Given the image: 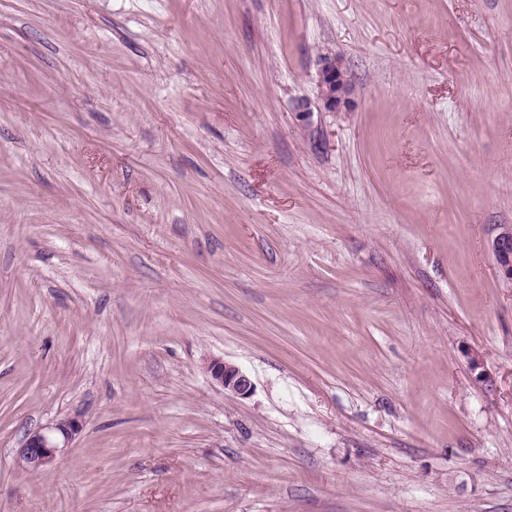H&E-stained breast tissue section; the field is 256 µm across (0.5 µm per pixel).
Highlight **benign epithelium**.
I'll use <instances>...</instances> for the list:
<instances>
[{"label": "benign epithelium", "mask_w": 512, "mask_h": 512, "mask_svg": "<svg viewBox=\"0 0 512 512\" xmlns=\"http://www.w3.org/2000/svg\"><path fill=\"white\" fill-rule=\"evenodd\" d=\"M316 103L300 98L294 103V111L304 120L318 112H348L352 107L353 83L348 76L343 59L323 54L316 60ZM491 250L501 273L512 278V226L502 229L492 240ZM211 379L224 392L245 398L253 391L250 378L239 367L222 359H213L205 366ZM80 432L76 416L61 418L54 423L30 432L17 449L16 459L26 470L36 473L53 465L59 453L69 447Z\"/></svg>", "instance_id": "obj_1"}]
</instances>
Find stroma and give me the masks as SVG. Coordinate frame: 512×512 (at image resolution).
I'll return each instance as SVG.
<instances>
[{
  "instance_id": "obj_1",
  "label": "stroma",
  "mask_w": 512,
  "mask_h": 512,
  "mask_svg": "<svg viewBox=\"0 0 512 512\" xmlns=\"http://www.w3.org/2000/svg\"><path fill=\"white\" fill-rule=\"evenodd\" d=\"M504 224L512 0H0V512H512ZM315 66L316 112L350 111L354 89L343 59L323 54ZM491 250L501 273L512 278V226L504 227L492 240ZM204 369L211 379L224 389V393L245 398L254 389L246 373L222 359L211 360ZM80 432V421L76 416L56 420L47 427L30 432L17 449L16 459L26 470L36 473L53 465L59 453L69 447Z\"/></svg>"
}]
</instances>
